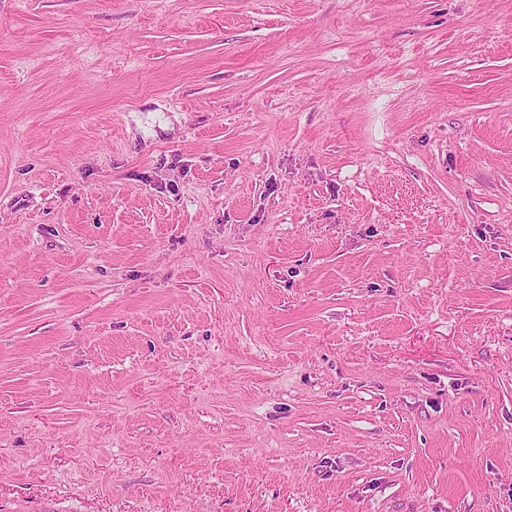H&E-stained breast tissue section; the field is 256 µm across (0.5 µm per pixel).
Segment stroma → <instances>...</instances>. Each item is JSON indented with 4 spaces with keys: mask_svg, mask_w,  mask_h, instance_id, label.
<instances>
[{
    "mask_svg": "<svg viewBox=\"0 0 512 512\" xmlns=\"http://www.w3.org/2000/svg\"><path fill=\"white\" fill-rule=\"evenodd\" d=\"M0 512H512V0H0Z\"/></svg>",
    "mask_w": 512,
    "mask_h": 512,
    "instance_id": "obj_1",
    "label": "stroma"
}]
</instances>
